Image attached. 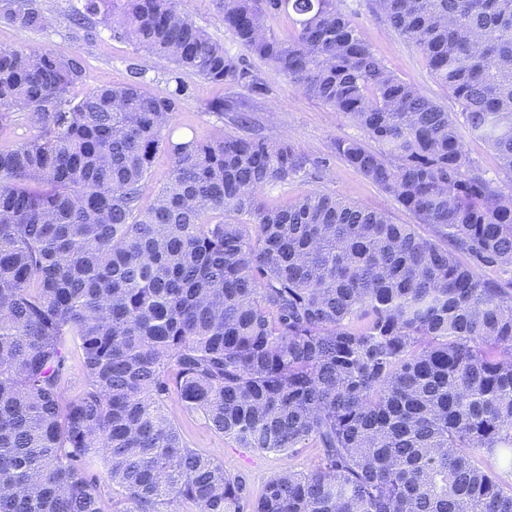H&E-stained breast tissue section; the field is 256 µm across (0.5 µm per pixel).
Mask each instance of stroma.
I'll use <instances>...</instances> for the list:
<instances>
[{"mask_svg":"<svg viewBox=\"0 0 512 512\" xmlns=\"http://www.w3.org/2000/svg\"><path fill=\"white\" fill-rule=\"evenodd\" d=\"M38 2L49 19L48 26L23 34L0 20V49L29 46L75 52L84 63L82 87L86 90L108 83L136 82L144 91L155 94L183 83L187 93L170 125L173 141L191 137L207 140L221 130L270 141L287 139L310 156L311 164L299 178L266 187L263 200L267 205L279 206L306 193L321 191L384 210L396 223H412V216L391 195L347 166L337 154L338 141L363 138L359 126L346 115L296 90L269 65L248 59L247 66L254 79L252 85H216L136 50L97 20L86 21L81 26L74 24L72 18L81 12L83 0ZM337 4L395 74L449 111H457V103L435 81L422 55L390 26L375 0H337ZM184 8L198 26L223 41L231 54L243 55V48L225 31L213 0H186ZM217 98L225 102L220 114L210 109L211 102ZM240 105L246 106L253 116L251 126L245 129L236 122L235 109ZM168 406L185 444L219 461L227 472L245 474L252 496H259L267 480L284 468L304 471L316 460L317 451L313 448L299 449L288 457L237 447L232 440L210 429L199 415L183 409L178 401H169Z\"/></svg>","mask_w":512,"mask_h":512,"instance_id":"35a3bbf8","label":"stroma"}]
</instances>
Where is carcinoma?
I'll use <instances>...</instances> for the list:
<instances>
[{
  "label": "carcinoma",
  "instance_id": "cac0c4a2",
  "mask_svg": "<svg viewBox=\"0 0 512 512\" xmlns=\"http://www.w3.org/2000/svg\"><path fill=\"white\" fill-rule=\"evenodd\" d=\"M224 29L305 96L353 120L341 159L416 220L310 192L292 143L164 135L185 87L82 96L72 52L0 49V512H241L248 479L183 442L177 398L240 448L305 471L266 482L252 512H512V0H377L460 111L386 65L336 0H215ZM183 0H84L136 49L215 84L245 60ZM293 16L280 38L267 21ZM0 20L43 28L36 0ZM171 165L153 202L158 152ZM432 228L423 235L420 227ZM85 386L66 400L69 354ZM465 150L471 160L479 167L483 172H486V176L489 178H497L500 171L496 166L488 147L481 141L471 139L467 135L464 137ZM170 164V157L167 153L160 152L156 156L153 167L151 169V177H149L143 192L144 204H149L155 197L158 188L165 181V176L170 167Z\"/></svg>",
  "mask_w": 512,
  "mask_h": 512
}]
</instances>
